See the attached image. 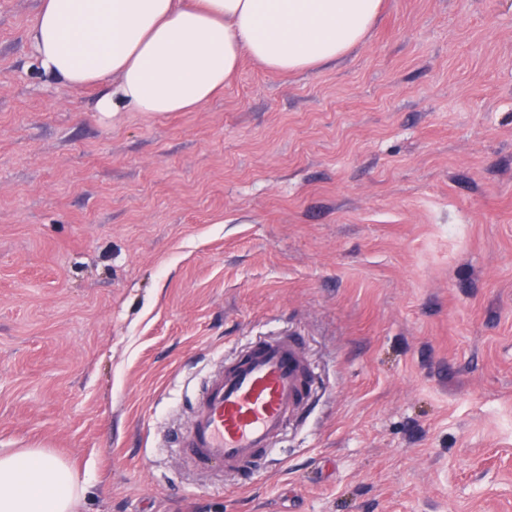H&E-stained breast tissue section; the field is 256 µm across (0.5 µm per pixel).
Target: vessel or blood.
Returning a JSON list of instances; mask_svg holds the SVG:
<instances>
[{
  "label": "vessel or blood",
  "instance_id": "obj_1",
  "mask_svg": "<svg viewBox=\"0 0 512 512\" xmlns=\"http://www.w3.org/2000/svg\"><path fill=\"white\" fill-rule=\"evenodd\" d=\"M314 383L295 336L280 332L252 341L211 375L177 449L200 469L243 474L275 450Z\"/></svg>",
  "mask_w": 512,
  "mask_h": 512
}]
</instances>
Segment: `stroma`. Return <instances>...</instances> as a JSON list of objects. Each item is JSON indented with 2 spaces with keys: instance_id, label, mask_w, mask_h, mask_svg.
I'll return each instance as SVG.
<instances>
[{
  "instance_id": "1",
  "label": "stroma",
  "mask_w": 512,
  "mask_h": 512,
  "mask_svg": "<svg viewBox=\"0 0 512 512\" xmlns=\"http://www.w3.org/2000/svg\"><path fill=\"white\" fill-rule=\"evenodd\" d=\"M40 4L0 0V454L90 474L75 512H512V0H383L336 62L106 119ZM281 328L310 404L197 470L206 378Z\"/></svg>"
}]
</instances>
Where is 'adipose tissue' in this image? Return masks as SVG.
I'll return each mask as SVG.
<instances>
[{
  "label": "adipose tissue",
  "mask_w": 512,
  "mask_h": 512,
  "mask_svg": "<svg viewBox=\"0 0 512 512\" xmlns=\"http://www.w3.org/2000/svg\"><path fill=\"white\" fill-rule=\"evenodd\" d=\"M381 0H43L29 40L43 74L80 89L112 82L109 116L192 112L223 92L242 57L313 70L365 38ZM45 448L0 454V512H74L88 484Z\"/></svg>",
  "instance_id": "ef3b65f1"
}]
</instances>
